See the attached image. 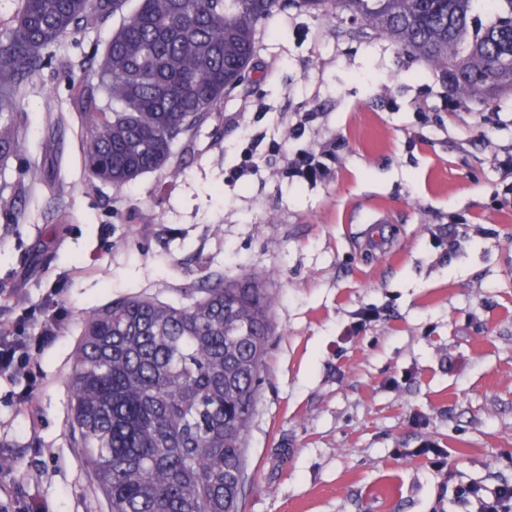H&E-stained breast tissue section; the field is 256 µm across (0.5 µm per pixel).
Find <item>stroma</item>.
<instances>
[{
  "label": "stroma",
  "instance_id": "35a3bbf8",
  "mask_svg": "<svg viewBox=\"0 0 512 512\" xmlns=\"http://www.w3.org/2000/svg\"><path fill=\"white\" fill-rule=\"evenodd\" d=\"M116 25L51 47L0 168V331L62 302L58 339L27 367L32 402L0 382V512H108L71 420L83 318L132 296L188 304L204 273H266L273 300L243 512H461L449 481H512V92L449 95L347 16L288 8L258 27L251 80L119 188L89 181L72 107ZM244 128L259 170L235 181ZM329 144L328 181L280 175Z\"/></svg>",
  "mask_w": 512,
  "mask_h": 512
}]
</instances>
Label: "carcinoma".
<instances>
[{
    "label": "carcinoma",
    "mask_w": 512,
    "mask_h": 512,
    "mask_svg": "<svg viewBox=\"0 0 512 512\" xmlns=\"http://www.w3.org/2000/svg\"><path fill=\"white\" fill-rule=\"evenodd\" d=\"M19 0L0 36V162L21 149L17 90L44 52L122 16L77 104L92 181L126 186L168 165L173 144L252 71L259 25L282 0ZM350 13L364 33L415 53L448 90L512 91V0H293ZM112 111L100 107V97ZM266 277L199 278L192 302L133 296L88 313L69 376L81 461L109 512H240L247 432L272 334Z\"/></svg>",
    "instance_id": "carcinoma-1"
}]
</instances>
